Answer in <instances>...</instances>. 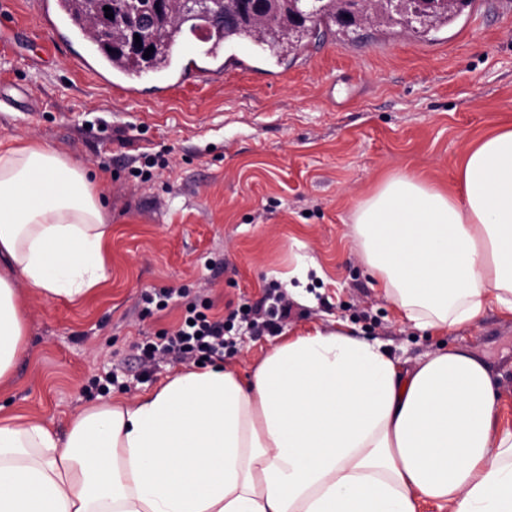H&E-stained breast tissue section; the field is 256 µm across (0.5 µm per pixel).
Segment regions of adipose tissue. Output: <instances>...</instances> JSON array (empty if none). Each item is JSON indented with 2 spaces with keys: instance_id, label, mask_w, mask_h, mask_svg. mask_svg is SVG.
<instances>
[{
  "instance_id": "obj_1",
  "label": "adipose tissue",
  "mask_w": 512,
  "mask_h": 512,
  "mask_svg": "<svg viewBox=\"0 0 512 512\" xmlns=\"http://www.w3.org/2000/svg\"><path fill=\"white\" fill-rule=\"evenodd\" d=\"M461 193L398 173L353 213L373 286L404 323L512 318V128L472 146ZM112 240L86 168L0 143V387L26 350L27 295L77 301ZM512 512V429L473 349L410 366L344 329L288 337L248 378L178 370L67 431L0 412V512Z\"/></svg>"
}]
</instances>
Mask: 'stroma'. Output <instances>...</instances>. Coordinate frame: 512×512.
I'll list each match as a JSON object with an SVG mask.
<instances>
[{
	"instance_id": "35a3bbf8",
	"label": "stroma",
	"mask_w": 512,
	"mask_h": 512,
	"mask_svg": "<svg viewBox=\"0 0 512 512\" xmlns=\"http://www.w3.org/2000/svg\"><path fill=\"white\" fill-rule=\"evenodd\" d=\"M483 10L406 34L353 27L295 56L228 44L248 65L225 66L221 82L190 73L169 87L149 72L121 96L80 71L95 48L54 34L27 0H0V140L35 139L97 171L112 226L97 294L30 299L27 351L0 405L62 431L101 394L155 390L181 364L142 373L139 343L173 330L187 302L217 317L256 303L306 254L321 269L292 280L288 321L260 335L236 324L221 365L249 376L282 337L342 323L406 366L467 346L512 424V320L490 311L445 334L403 323L371 288L352 234L357 203L388 175L458 190L463 153L512 126V0ZM332 82L348 99H326ZM149 156L166 166L143 182L132 171ZM162 288L180 295L145 311L142 295Z\"/></svg>"
}]
</instances>
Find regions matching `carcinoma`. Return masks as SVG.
Returning a JSON list of instances; mask_svg holds the SVG:
<instances>
[{"label":"carcinoma","mask_w":512,"mask_h":512,"mask_svg":"<svg viewBox=\"0 0 512 512\" xmlns=\"http://www.w3.org/2000/svg\"><path fill=\"white\" fill-rule=\"evenodd\" d=\"M74 6L77 19L89 24L95 31L97 48L114 61L121 62L133 75L158 72L160 66L172 58V48L176 41L191 31L209 26L213 33L209 36L211 45L218 46L227 41L242 44L262 45L275 52L287 47L295 52L303 46V40L311 34H320L335 23L349 28L373 22H396L412 24L408 0H309L304 6L305 17L295 16L290 0H272L259 9L253 8L250 0H216L211 7L221 14L233 13L237 23L225 27L211 23L207 17L199 15L189 18V0H167L163 10L156 15L154 36L157 44L150 57L144 51H136L131 46L128 27L132 19L140 13L153 11L151 0H112V44H107L101 36L97 21L89 14V0H69ZM471 0H447V5L436 6L417 13V17L427 24H445L453 20L461 7Z\"/></svg>","instance_id":"obj_1"}]
</instances>
